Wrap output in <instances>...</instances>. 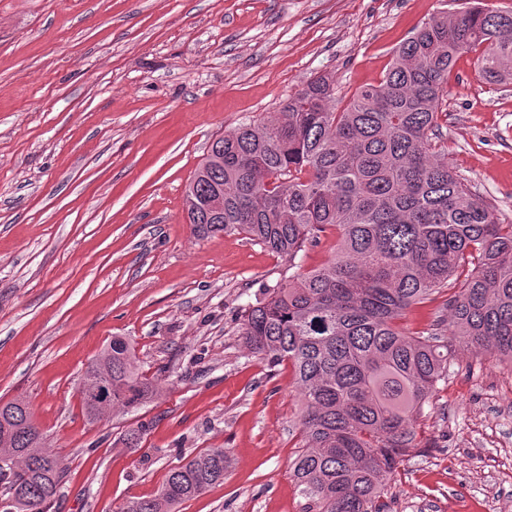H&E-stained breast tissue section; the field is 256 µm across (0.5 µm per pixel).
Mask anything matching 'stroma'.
<instances>
[{"mask_svg":"<svg viewBox=\"0 0 512 512\" xmlns=\"http://www.w3.org/2000/svg\"><path fill=\"white\" fill-rule=\"evenodd\" d=\"M460 0H0V402L29 404L67 465L50 512L154 497L207 448L223 482L179 512H305L290 364L251 355L242 315L330 259L196 237L188 179L211 143L317 75L338 108ZM455 172L512 223V87L457 58L437 119ZM128 337L159 396L88 421L79 387ZM388 482L391 512H512V361L458 351Z\"/></svg>","mask_w":512,"mask_h":512,"instance_id":"stroma-1","label":"stroma"}]
</instances>
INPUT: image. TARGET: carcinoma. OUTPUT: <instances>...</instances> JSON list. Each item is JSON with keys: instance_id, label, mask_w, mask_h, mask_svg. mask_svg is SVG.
Returning <instances> with one entry per match:
<instances>
[{"instance_id": "cac0c4a2", "label": "carcinoma", "mask_w": 512, "mask_h": 512, "mask_svg": "<svg viewBox=\"0 0 512 512\" xmlns=\"http://www.w3.org/2000/svg\"><path fill=\"white\" fill-rule=\"evenodd\" d=\"M463 53L475 54L487 83L511 85L512 11L466 0L431 17L379 84L340 112L328 77L309 80L275 116L216 141L224 162L196 169L188 185L186 198L200 205L218 193L224 200L217 220L187 206L199 237L242 234L292 260L336 230L331 259L266 289L241 322L250 353L293 369L303 446L292 475L306 512H388L385 480L414 447L413 422L448 376L456 346L512 362V224L453 172L431 137ZM452 278L433 328L405 332L406 310ZM96 362L112 377V402L82 401L89 421L158 396L126 337H112ZM5 457L0 512H48L66 464L43 447L23 400L0 404ZM226 467L224 449H206L171 468L156 496L130 498L119 512H174L224 481Z\"/></svg>"}]
</instances>
